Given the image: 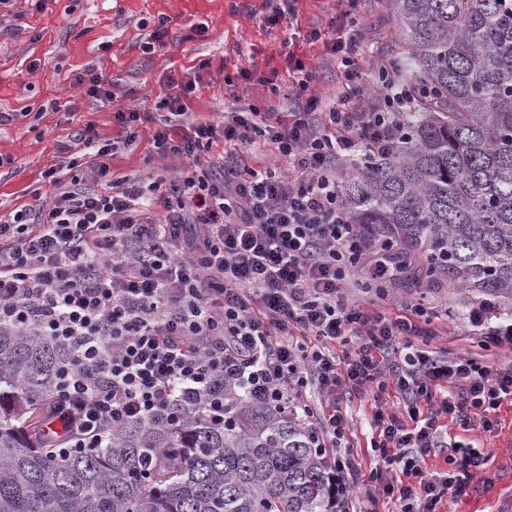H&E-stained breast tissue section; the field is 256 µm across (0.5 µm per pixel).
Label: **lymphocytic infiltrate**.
<instances>
[{"label": "lymphocytic infiltrate", "instance_id": "f902f5d3", "mask_svg": "<svg viewBox=\"0 0 512 512\" xmlns=\"http://www.w3.org/2000/svg\"><path fill=\"white\" fill-rule=\"evenodd\" d=\"M359 41L333 39L344 88L336 104L312 91L305 73L293 112L247 105L216 121L191 120L192 82L171 81L157 103L160 159L193 158L190 168L146 178L113 177V143L78 131L86 166L58 177L48 201L0 220V329L51 337L66 353L45 425L63 445L94 448L106 429L167 411L179 399L215 402L229 381L272 408L300 412L328 464L326 512H350L361 477L336 408L342 382L393 383L404 406L373 415V474L397 512H440L465 495L488 455L450 443V468L426 461L441 447L442 423L479 418L512 400V371L491 372L472 357L444 360L430 348L435 316L423 283L402 314L369 311L348 297L356 271L385 299L397 268L364 240L336 190V162L366 144H391L413 95L388 62L372 68L379 105L351 107L362 88ZM263 140L287 167L243 156L213 162L214 143ZM346 343L337 357L335 342ZM319 407H312L309 390Z\"/></svg>", "mask_w": 512, "mask_h": 512}]
</instances>
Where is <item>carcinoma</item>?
I'll use <instances>...</instances> for the list:
<instances>
[{"label": "carcinoma", "instance_id": "carcinoma-1", "mask_svg": "<svg viewBox=\"0 0 512 512\" xmlns=\"http://www.w3.org/2000/svg\"><path fill=\"white\" fill-rule=\"evenodd\" d=\"M417 91L391 146L365 145L337 191L407 284L512 314V0H393ZM59 347L0 330V512H324L326 466L304 418L224 384V425L197 402L63 454L44 428Z\"/></svg>", "mask_w": 512, "mask_h": 512}]
</instances>
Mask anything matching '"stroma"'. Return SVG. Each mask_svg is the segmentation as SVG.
Masks as SVG:
<instances>
[{
    "instance_id": "35a3bbf8",
    "label": "stroma",
    "mask_w": 512,
    "mask_h": 512,
    "mask_svg": "<svg viewBox=\"0 0 512 512\" xmlns=\"http://www.w3.org/2000/svg\"><path fill=\"white\" fill-rule=\"evenodd\" d=\"M262 5L263 0H13L0 14V113L13 116L0 125V215L48 196L46 170L80 159L83 146L75 131L87 127L99 140H111L119 131V112L137 111L148 119L136 143L111 156L113 175L153 172L151 117L169 78L194 82L188 109L212 121L247 104L295 111L294 57L315 71V88L338 94V69L327 48L338 0H300L297 15L275 26L260 21ZM355 27L364 46L361 65L395 61L404 39L391 0H361ZM159 29L163 47L144 54ZM314 29L321 32L316 42L308 37ZM291 31L296 38L289 44L285 37ZM242 70L251 71V79L239 78ZM89 71L107 77L111 101L100 102L75 87L76 76ZM431 300L449 312L435 322L438 334L430 345L437 356L469 355L493 370L512 367V349L484 346L470 332L471 303L462 293L439 288ZM379 406L402 409L394 386L347 385L336 395L337 409L351 424L349 446L366 474L381 464L368 426ZM496 415L499 425L492 432L449 424L447 440L478 443L489 459L464 497L444 503V512H512V402L503 403Z\"/></svg>"
}]
</instances>
